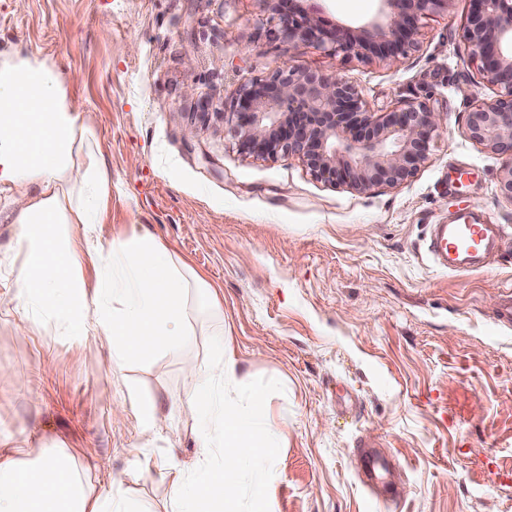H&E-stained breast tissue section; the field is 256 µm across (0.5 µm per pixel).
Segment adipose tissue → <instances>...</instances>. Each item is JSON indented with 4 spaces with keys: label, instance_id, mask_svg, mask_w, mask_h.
<instances>
[{
    "label": "adipose tissue",
    "instance_id": "ef3b65f1",
    "mask_svg": "<svg viewBox=\"0 0 512 512\" xmlns=\"http://www.w3.org/2000/svg\"><path fill=\"white\" fill-rule=\"evenodd\" d=\"M66 76L32 52H0V100L16 101L0 111V223L16 228L22 261L16 268V301L21 312L40 308L75 317L84 332L110 353L113 372H122L130 355L152 356L189 341L186 297L199 280L153 235L120 243L84 247L94 207L112 190L102 163H84L90 129L81 106L66 91ZM69 227L66 247L51 239V229ZM97 271L94 288L79 275L82 263ZM237 362L221 351L206 365L187 364L194 379L182 402L198 422L203 438L220 430L217 450H205L191 466L169 462L164 477L175 512H214L212 501L231 505L241 492L240 474L252 475L254 512H269L271 459L282 440L262 397L243 406L227 402L225 390L236 381ZM208 384H197L200 373ZM112 462L92 467L69 463L59 453L40 455L28 465L16 449L0 450V512H140L123 497L121 478L95 493L91 471H108Z\"/></svg>",
    "mask_w": 512,
    "mask_h": 512
}]
</instances>
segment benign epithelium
<instances>
[{
  "instance_id": "7a95c632",
  "label": "benign epithelium",
  "mask_w": 512,
  "mask_h": 512,
  "mask_svg": "<svg viewBox=\"0 0 512 512\" xmlns=\"http://www.w3.org/2000/svg\"><path fill=\"white\" fill-rule=\"evenodd\" d=\"M294 0H278L283 32L329 43L398 65L419 47L420 21L450 0H381V19L356 31L329 29L318 16L294 18ZM464 36L480 75L497 87L491 100L475 102L467 133L505 157L500 190L512 199V0H469ZM444 113L425 102L372 112L361 91L333 74L285 66L268 79L241 86L228 113L240 150L257 158L296 156L310 174L363 191L412 178L428 159Z\"/></svg>"
}]
</instances>
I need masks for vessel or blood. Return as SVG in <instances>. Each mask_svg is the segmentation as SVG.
<instances>
[{
  "mask_svg": "<svg viewBox=\"0 0 512 512\" xmlns=\"http://www.w3.org/2000/svg\"><path fill=\"white\" fill-rule=\"evenodd\" d=\"M498 231V225L479 223L464 209L453 223L435 225L428 251L448 269L474 266L496 249ZM358 467L364 484L370 487L384 483L392 469L386 457L370 449L360 451Z\"/></svg>",
  "mask_w": 512,
  "mask_h": 512,
  "instance_id": "b4317fda",
  "label": "vessel or blood"
}]
</instances>
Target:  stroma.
Wrapping results in <instances>:
<instances>
[{"label": "stroma", "mask_w": 512, "mask_h": 512, "mask_svg": "<svg viewBox=\"0 0 512 512\" xmlns=\"http://www.w3.org/2000/svg\"><path fill=\"white\" fill-rule=\"evenodd\" d=\"M328 27L379 17V0H296ZM468 0L421 21L401 66L281 33L276 0H0V51L49 58L69 76L112 195L89 244L149 233L204 281L186 299L195 331L178 349L130 358L112 377L92 337L43 317L29 335L0 223V441L37 459L62 447L100 456L145 512H171L160 461L191 464L202 442L180 411L185 362L221 348L240 388L261 393L286 441L273 512H512V325L494 312L512 289V200L503 159L470 140L471 100L494 97L463 38ZM290 66L357 86L371 111L423 101L447 119L409 181L358 192L314 178L298 157L242 153L224 122L242 84ZM475 206L506 234L485 267L451 273L429 229ZM218 288L221 310L209 301ZM158 401L146 435L126 396ZM367 441L397 464L372 496L352 463ZM129 409L136 411L139 424L146 432L156 433L161 429L165 415L156 401L148 405L136 406L133 402L128 403L122 399L112 405V411L116 414H125Z\"/></svg>", "instance_id": "obj_1"}]
</instances>
